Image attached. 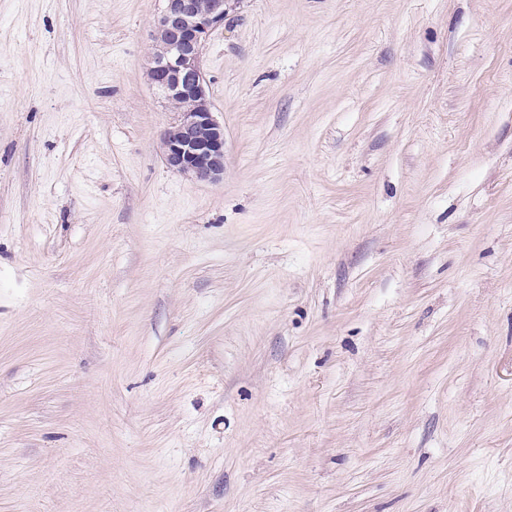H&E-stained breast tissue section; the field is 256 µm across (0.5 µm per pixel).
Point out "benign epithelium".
Segmentation results:
<instances>
[{
	"mask_svg": "<svg viewBox=\"0 0 512 512\" xmlns=\"http://www.w3.org/2000/svg\"><path fill=\"white\" fill-rule=\"evenodd\" d=\"M229 9L230 0H164L148 69V79L165 98L182 103L162 136L164 162L203 183L224 178V125L212 112L202 49Z\"/></svg>",
	"mask_w": 512,
	"mask_h": 512,
	"instance_id": "benign-epithelium-1",
	"label": "benign epithelium"
}]
</instances>
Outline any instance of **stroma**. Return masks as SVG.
<instances>
[{
	"instance_id": "obj_1",
	"label": "stroma",
	"mask_w": 512,
	"mask_h": 512,
	"mask_svg": "<svg viewBox=\"0 0 512 512\" xmlns=\"http://www.w3.org/2000/svg\"><path fill=\"white\" fill-rule=\"evenodd\" d=\"M162 0H0V512H512V0H232L224 178ZM154 31L148 79L182 108L162 136L166 166L198 182L224 178V125L213 115L201 56L210 33L224 24L228 0H164Z\"/></svg>"
}]
</instances>
